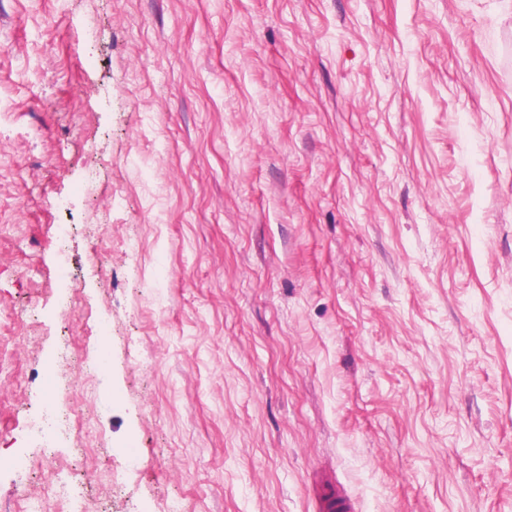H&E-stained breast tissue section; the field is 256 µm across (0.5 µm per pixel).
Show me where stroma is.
Masks as SVG:
<instances>
[{"label":"stroma","instance_id":"stroma-1","mask_svg":"<svg viewBox=\"0 0 512 512\" xmlns=\"http://www.w3.org/2000/svg\"><path fill=\"white\" fill-rule=\"evenodd\" d=\"M324 466L512 512V0H0V512H317ZM69 431V419L56 411L48 395L39 415L31 417L22 432L32 444L40 448H56V440L68 435Z\"/></svg>","mask_w":512,"mask_h":512}]
</instances>
